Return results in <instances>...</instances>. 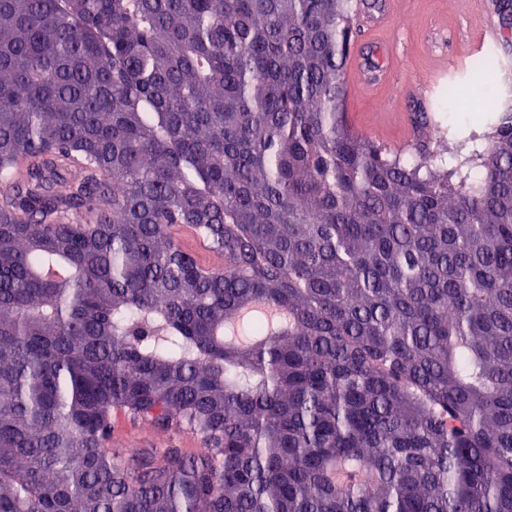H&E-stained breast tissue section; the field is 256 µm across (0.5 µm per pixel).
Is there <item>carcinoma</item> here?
<instances>
[{
	"mask_svg": "<svg viewBox=\"0 0 512 512\" xmlns=\"http://www.w3.org/2000/svg\"><path fill=\"white\" fill-rule=\"evenodd\" d=\"M356 35L0 0V512H512V118L467 158L354 131ZM118 412L203 448L128 456Z\"/></svg>",
	"mask_w": 512,
	"mask_h": 512,
	"instance_id": "carcinoma-1",
	"label": "carcinoma"
}]
</instances>
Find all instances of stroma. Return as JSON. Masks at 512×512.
<instances>
[{
  "label": "stroma",
  "mask_w": 512,
  "mask_h": 512,
  "mask_svg": "<svg viewBox=\"0 0 512 512\" xmlns=\"http://www.w3.org/2000/svg\"><path fill=\"white\" fill-rule=\"evenodd\" d=\"M488 0H395L393 21L389 29L390 41L400 53L395 61L397 74L389 86L377 92H352L348 95L346 109L356 113L360 131L370 134L381 130L394 137L400 131L414 101L406 93L407 86L420 82L430 75L442 58L431 45L441 28H461L477 21L483 14ZM474 56H467L461 64H449L445 81L432 91L438 141L448 147L472 140L482 142L488 137L491 126L505 111H512V58L503 60L495 77L485 91L486 109L482 112H451L444 107L448 85L468 79ZM195 452L200 440L188 433L161 432L143 426L126 417L112 423V445L116 448L137 446L160 447L167 443Z\"/></svg>",
  "instance_id": "stroma-1"
}]
</instances>
